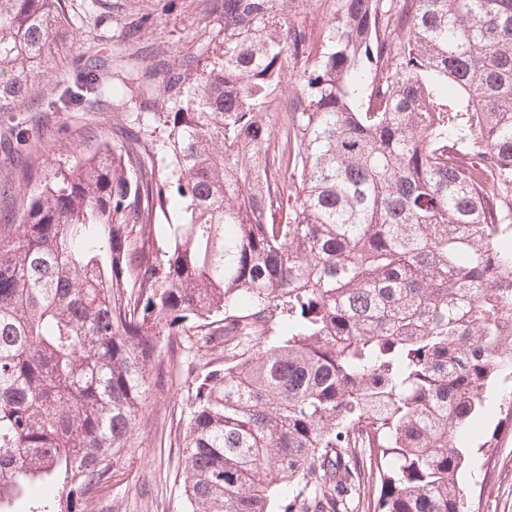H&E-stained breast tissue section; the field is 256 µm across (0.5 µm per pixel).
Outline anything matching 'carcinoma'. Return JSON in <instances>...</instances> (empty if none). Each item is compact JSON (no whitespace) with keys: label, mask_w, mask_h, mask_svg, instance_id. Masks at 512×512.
Instances as JSON below:
<instances>
[{"label":"carcinoma","mask_w":512,"mask_h":512,"mask_svg":"<svg viewBox=\"0 0 512 512\" xmlns=\"http://www.w3.org/2000/svg\"><path fill=\"white\" fill-rule=\"evenodd\" d=\"M290 2L208 0L190 55L52 98L62 0H0V112L124 123L65 169L14 130L0 512H85L190 330L224 343L192 512H473L458 475L512 369V0H333L318 49Z\"/></svg>","instance_id":"carcinoma-1"}]
</instances>
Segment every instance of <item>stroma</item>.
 <instances>
[{
	"label": "stroma",
	"instance_id": "1",
	"mask_svg": "<svg viewBox=\"0 0 512 512\" xmlns=\"http://www.w3.org/2000/svg\"><path fill=\"white\" fill-rule=\"evenodd\" d=\"M206 9V0H66L69 22L55 39L69 50L65 59L55 62L48 86L62 91L92 57L114 61L123 55L121 32L134 13L150 19L142 36L149 52L136 58V65L151 66L150 51L158 46L171 57L189 54L204 32ZM18 122L38 125L50 144L53 167L62 168L79 153L95 149L87 131L111 127L113 113L0 112V188L18 149L9 135ZM220 354V349L204 352L196 342H189L161 378L152 380L132 436L108 479L88 494L86 512H188L181 468L193 381L207 359ZM499 395V390H492L477 417L479 427L494 434L493 444L472 455L459 475V485L475 512H512V422L499 411Z\"/></svg>",
	"mask_w": 512,
	"mask_h": 512
}]
</instances>
